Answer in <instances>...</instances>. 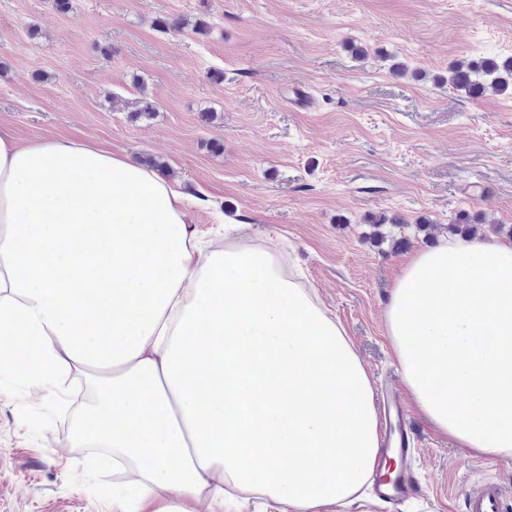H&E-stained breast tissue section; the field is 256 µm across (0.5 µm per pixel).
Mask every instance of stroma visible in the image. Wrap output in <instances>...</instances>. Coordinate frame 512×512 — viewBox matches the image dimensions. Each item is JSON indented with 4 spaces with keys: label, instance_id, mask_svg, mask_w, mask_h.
<instances>
[{
    "label": "stroma",
    "instance_id": "1",
    "mask_svg": "<svg viewBox=\"0 0 512 512\" xmlns=\"http://www.w3.org/2000/svg\"><path fill=\"white\" fill-rule=\"evenodd\" d=\"M495 56H512V0H0V123L22 143L160 161L204 200L197 236L223 247L222 212L283 252L404 406L413 492L352 512H465L483 480L512 495V459L475 455L419 411L385 307L433 246L419 220L512 225V93L446 82L455 62ZM88 398L0 385V512H101L112 474L66 441Z\"/></svg>",
    "mask_w": 512,
    "mask_h": 512
}]
</instances>
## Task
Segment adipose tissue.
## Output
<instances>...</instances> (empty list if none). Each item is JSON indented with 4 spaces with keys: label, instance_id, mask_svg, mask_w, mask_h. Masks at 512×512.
<instances>
[{
    "label": "adipose tissue",
    "instance_id": "obj_1",
    "mask_svg": "<svg viewBox=\"0 0 512 512\" xmlns=\"http://www.w3.org/2000/svg\"><path fill=\"white\" fill-rule=\"evenodd\" d=\"M199 204L127 154L0 124V372L46 392L86 375L68 442L121 477L104 512H240L248 495L346 512L380 452L367 370L280 252L203 245ZM386 324L428 420L511 459L512 243L418 253Z\"/></svg>",
    "mask_w": 512,
    "mask_h": 512
}]
</instances>
